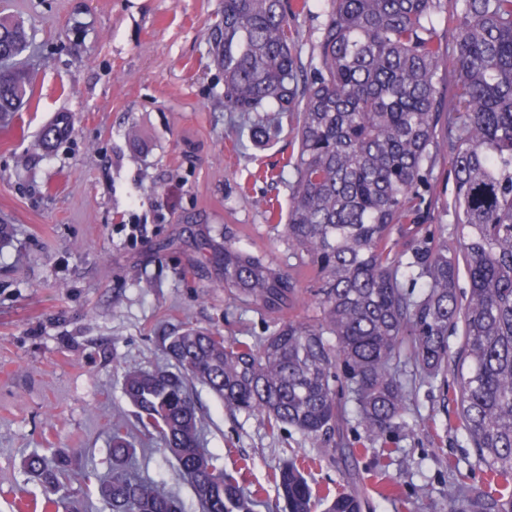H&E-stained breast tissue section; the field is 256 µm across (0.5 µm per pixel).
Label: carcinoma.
Listing matches in <instances>:
<instances>
[{"instance_id": "1", "label": "carcinoma", "mask_w": 512, "mask_h": 512, "mask_svg": "<svg viewBox=\"0 0 512 512\" xmlns=\"http://www.w3.org/2000/svg\"><path fill=\"white\" fill-rule=\"evenodd\" d=\"M456 71L445 86L433 15L439 0H329L319 66L303 75L293 54L286 0H224L211 33L224 71V109L239 133L268 142L297 120L298 151L284 232L317 270L320 315L280 319L252 343L190 322L161 337L176 370L129 368L121 388L136 424L112 421V473L100 480L109 512H184L180 500L140 476L133 431L177 462L201 512H253L233 473L201 447L191 387L206 386L231 411L261 413L315 440L336 432L353 401L377 440L408 409L410 383L454 377L455 418L490 476L512 474V0H454ZM27 47L20 23L0 17V115L22 111L31 77L9 65ZM70 120L41 137L50 145ZM455 135L459 246L444 225L424 229L430 146ZM469 288L457 294L460 268ZM224 290L275 313L296 309L290 275L234 242L224 243ZM461 334L456 352L448 337ZM412 365V380L401 364ZM25 472L68 499L67 460L24 458ZM286 512H362L343 490L316 497L298 458L272 476ZM447 512H512V494L448 482Z\"/></svg>"}]
</instances>
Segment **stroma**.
Instances as JSON below:
<instances>
[{"label":"stroma","mask_w":512,"mask_h":512,"mask_svg":"<svg viewBox=\"0 0 512 512\" xmlns=\"http://www.w3.org/2000/svg\"><path fill=\"white\" fill-rule=\"evenodd\" d=\"M23 22V67L33 96L0 116V512L44 498L24 456H70V494L82 512H107L97 486L110 471L109 428L132 420L124 368L171 367L161 336L184 321L244 340L267 335L275 313L224 293V236L282 271L298 258L282 226L295 179L290 123L269 142L233 149L237 115L224 109V73L211 30L223 0H0ZM326 0L294 19V56L317 65ZM72 119L66 139L42 129ZM137 137H130V130ZM451 147L432 164L429 221L457 240ZM144 236L129 242V227ZM194 398L206 448L239 470L257 512H283L271 476L292 455L310 458L316 494L356 490L362 512H445L450 468L485 488L466 433L439 387L414 386L400 427L367 440L355 407L334 438L264 416L231 412L203 385ZM144 474L196 499L167 454L141 459Z\"/></svg>","instance_id":"35a3bbf8"}]
</instances>
